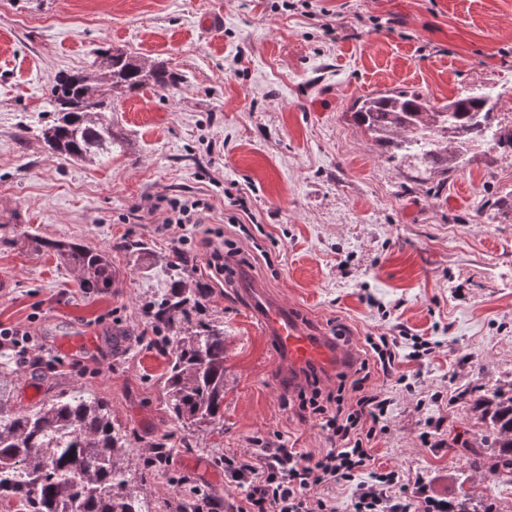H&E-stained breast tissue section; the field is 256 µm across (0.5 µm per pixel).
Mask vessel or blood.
<instances>
[{
    "instance_id": "vessel-or-blood-1",
    "label": "vessel or blood",
    "mask_w": 512,
    "mask_h": 512,
    "mask_svg": "<svg viewBox=\"0 0 512 512\" xmlns=\"http://www.w3.org/2000/svg\"><path fill=\"white\" fill-rule=\"evenodd\" d=\"M257 320L261 329L273 336L278 346L288 356V366L293 376H301L309 367L326 368L346 365L343 350L325 340L308 334L287 307L264 294H257Z\"/></svg>"
}]
</instances>
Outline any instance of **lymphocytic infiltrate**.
Returning <instances> with one entry per match:
<instances>
[{"label":"lymphocytic infiltrate","instance_id":"f902f5d3","mask_svg":"<svg viewBox=\"0 0 512 512\" xmlns=\"http://www.w3.org/2000/svg\"><path fill=\"white\" fill-rule=\"evenodd\" d=\"M205 207L200 199H168L164 225L180 229L179 243L199 238L210 250L208 265L218 278L227 258L246 265L250 257L236 243L223 250L209 238L199 237L195 215ZM398 348L397 337H367L360 357L340 373L336 393L327 394L325 405L313 407L330 447L305 452L289 447L280 437H258L247 457L226 460L229 484L244 491L236 512H336V490L351 482L357 485L352 512H446L444 500L432 496L428 486L403 484L398 471L371 472V481L357 480L363 471H370L373 442L389 430L390 400L370 387L372 370L377 367L390 374Z\"/></svg>","mask_w":512,"mask_h":512}]
</instances>
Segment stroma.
I'll use <instances>...</instances> for the list:
<instances>
[{
    "label": "stroma",
    "mask_w": 512,
    "mask_h": 512,
    "mask_svg": "<svg viewBox=\"0 0 512 512\" xmlns=\"http://www.w3.org/2000/svg\"><path fill=\"white\" fill-rule=\"evenodd\" d=\"M108 45L164 64L180 84L114 93L127 142L110 162L51 154L45 89ZM398 88L439 104L488 89L512 121V0H0V325L29 330L44 358L8 376L14 406L93 389L130 435L129 468L166 444L146 485L155 512H177L193 489L233 512L241 492L217 457L278 434L296 448L330 445L315 418H300L284 357L257 327L258 288L320 336L343 326L358 345L407 332L396 371L410 389L375 378L391 405L374 466L451 497L463 459L448 444L484 430L463 390L512 377V159L493 151L414 176L353 114L356 100ZM233 195L255 218L241 238ZM161 197L204 200L206 227L271 256L222 285L205 251L184 247L224 323V427L213 432L176 422L167 358L142 341L140 298L166 273L138 268L122 244L173 248L165 209H148ZM31 235L108 249L118 287L81 293ZM89 333L93 348L58 350ZM414 336L436 345L425 363L408 357Z\"/></svg>",
    "instance_id": "1"
}]
</instances>
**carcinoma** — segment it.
<instances>
[{"mask_svg": "<svg viewBox=\"0 0 512 512\" xmlns=\"http://www.w3.org/2000/svg\"><path fill=\"white\" fill-rule=\"evenodd\" d=\"M177 81L162 64L101 50L90 69L61 73L46 89L53 120L42 139L67 160L107 162L125 142L108 117L112 93L147 85L166 90ZM498 101L488 92L464 90L438 106L420 92L386 91L359 103L354 117L391 157L428 173L439 166L462 168L481 148L512 154V126L498 119ZM33 242L78 274L83 293L112 291L116 277L108 251L69 240ZM154 260L169 270L170 283L144 302L142 314L169 356L165 386L173 416L189 430L222 428L224 326L206 315L211 288L191 279L189 259L178 248ZM474 408L485 431L463 446L466 460L455 475L448 512H492L473 492V474L512 484V383L479 396ZM129 442L108 403L90 391L59 394L20 411L0 383V500L15 504L17 512H152L144 487L168 449L155 444L152 460L134 477L124 466Z\"/></svg>", "mask_w": 512, "mask_h": 512, "instance_id": "1", "label": "carcinoma"}]
</instances>
